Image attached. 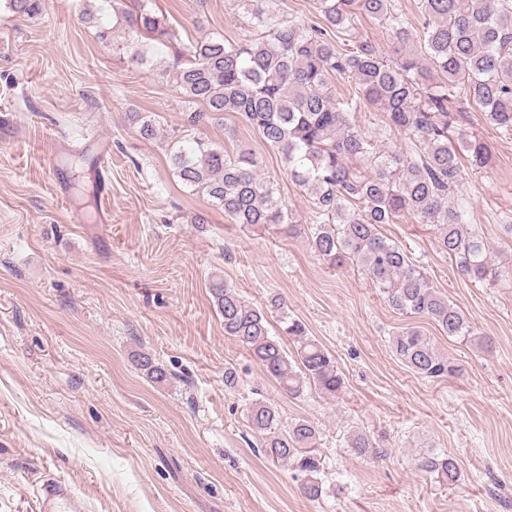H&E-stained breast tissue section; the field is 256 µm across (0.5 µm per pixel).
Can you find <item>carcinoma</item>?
<instances>
[{
  "instance_id": "carcinoma-1",
  "label": "carcinoma",
  "mask_w": 512,
  "mask_h": 512,
  "mask_svg": "<svg viewBox=\"0 0 512 512\" xmlns=\"http://www.w3.org/2000/svg\"><path fill=\"white\" fill-rule=\"evenodd\" d=\"M4 2L20 16L37 15L45 7V0ZM238 2L256 34L239 43L222 36L185 43L148 8L147 0H135L121 16L131 61L144 63L143 41L155 36L177 47L172 78L188 102L201 104L184 113L183 132L217 124L226 112L237 114L277 150L291 179L309 192L315 213L311 247L320 259L331 267L355 263L393 309L427 318L449 337L475 340L464 313L431 285L402 248L387 241L381 226L410 214L435 227L441 249L462 276L500 280L489 245L467 227L466 201L450 202L459 192L462 166L449 129L457 107L468 101L491 126L512 134V0H421L423 22L417 32L393 0H316L318 23L275 12L273 0ZM360 16L386 25L391 51L368 40L355 41L350 50L338 44L335 34L353 29ZM337 76L355 80L352 95H333L330 81ZM369 105L380 112L383 132L407 136L406 149L375 148L358 124ZM130 120L142 138H156L151 116L134 112ZM186 142L170 154V161L193 192L237 224L279 226L288 235L298 231L277 183L261 174L262 162L252 150L230 154L195 136ZM461 143L471 165L488 163L481 138L463 137ZM210 290L224 333L246 347L284 392L295 397L307 389L327 398L340 394L343 379L334 356L302 321L288 316L280 297L258 308L224 280L213 281ZM272 313L281 323L276 336L270 333ZM285 336L294 346L290 352L284 348ZM391 349L422 378L459 372L415 328L392 336ZM139 366L151 381L167 380L166 370L152 358L139 356ZM247 419L271 459L291 461L304 474V497L320 498L323 463L316 427L300 419L281 429L277 410L263 400L250 403ZM346 443L359 456L385 455L364 431H351ZM418 468L448 487L461 480L450 455L425 457Z\"/></svg>"
}]
</instances>
